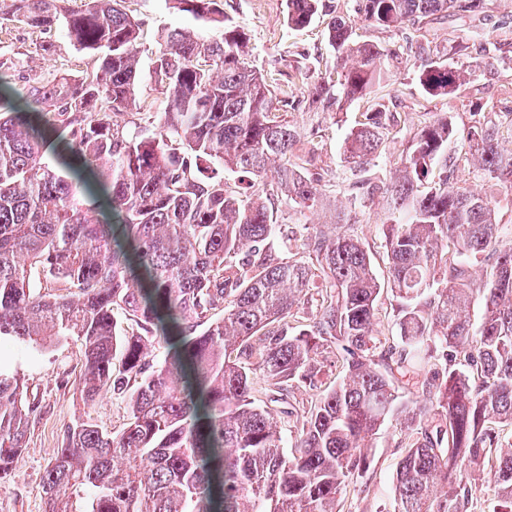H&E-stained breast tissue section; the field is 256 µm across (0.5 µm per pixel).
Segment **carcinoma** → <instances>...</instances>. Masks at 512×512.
Wrapping results in <instances>:
<instances>
[{
  "instance_id": "cac0c4a2",
  "label": "carcinoma",
  "mask_w": 512,
  "mask_h": 512,
  "mask_svg": "<svg viewBox=\"0 0 512 512\" xmlns=\"http://www.w3.org/2000/svg\"><path fill=\"white\" fill-rule=\"evenodd\" d=\"M11 0V17L41 31L63 26L97 69L26 89L0 81V347L42 352L70 336L84 344L78 391L90 407L130 391L118 435L89 420L68 428L46 473L45 512H336L338 498L371 465L370 440L393 417L409 434L394 478L393 512H468L472 481L490 476L497 512H512V249L491 201L454 187L448 140L437 118L409 141L399 175L379 188L387 210L390 288L400 300V344L374 333L380 288L360 240L336 225L276 233L298 206H324L334 178L313 172L317 146L281 114L284 100L250 64L249 38L222 0H170L220 30L204 41L187 29L162 36L155 81L165 99L151 138L114 120L135 105L139 24L124 0ZM370 25L422 29L438 14L477 17L485 0H357ZM301 28L323 0H287ZM336 66L308 86L310 112L368 104L346 141L359 170L385 143L388 108L373 89L405 51L358 38L334 16ZM459 43L420 64L430 96L470 83L482 62L459 63ZM462 140L473 172L512 188V152L496 128L476 121ZM211 165L251 175L252 191L206 175ZM486 266L483 287L471 268ZM40 266L75 297L31 287ZM480 295L482 316L471 321ZM317 307L307 329L288 319ZM134 318L121 330L114 310ZM222 309L214 319L211 311ZM164 359L146 370L150 340ZM343 353L345 375L296 419L294 452L258 408L261 386L322 385L324 354ZM122 370H116V364ZM422 394L403 404L401 389ZM20 376L0 366V478L26 448L29 417ZM507 450H502V447Z\"/></svg>"
}]
</instances>
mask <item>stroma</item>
I'll return each mask as SVG.
<instances>
[{
  "instance_id": "obj_1",
  "label": "stroma",
  "mask_w": 512,
  "mask_h": 512,
  "mask_svg": "<svg viewBox=\"0 0 512 512\" xmlns=\"http://www.w3.org/2000/svg\"><path fill=\"white\" fill-rule=\"evenodd\" d=\"M10 4L11 0H0V61L10 63L4 76L12 86L21 90L64 76L82 77L96 69V54L78 50L63 28L40 32L11 21ZM125 8L141 26L134 120L146 127L160 120L164 110V98L154 77L162 34L174 28H188L209 40L217 37L218 32L192 14L173 9L170 0H126ZM224 12L249 34L252 61L277 96L290 99L291 105L285 113L290 124L314 129L318 168L329 176L349 179L350 163L343 152V143L360 119L364 104L346 106L342 112L328 116L320 128H313L304 104L305 88L297 79L299 70L309 68L320 73L335 64V54L327 42L330 17L318 16L302 29L289 27L286 0H224ZM358 33L362 39L392 49L404 45L406 36L412 33L419 43L432 47L446 46L450 38L459 36L473 58L481 57L489 43H499L502 48L478 80L448 96L427 97L419 85L416 68L406 64L401 65L394 77L376 86V101L409 112L410 121L405 133L385 143L371 169L375 182H388L395 175L410 133L437 116L448 115L457 129L464 130L475 120L493 119L500 111L512 109V0H487L485 11L477 21L457 17L428 24L417 33L408 26L384 29L363 25ZM448 156L458 165L457 185L491 198L501 221L499 244L512 247V189L486 178L474 179L461 139L449 141ZM384 218L379 195H372L358 210L352 230L370 253L381 285L375 330L393 342L398 336L399 302L388 285ZM82 352L81 340L72 336L33 356L19 346L0 358L18 371L28 400L37 407L29 420L21 459L0 479V512H44L46 470L72 423L87 419L115 435L125 427L126 395L112 394L90 407L78 402L76 387L82 370ZM407 442L406 430L394 421L373 437L371 467L364 478L349 484L337 503L338 512H389L396 464Z\"/></svg>"
}]
</instances>
